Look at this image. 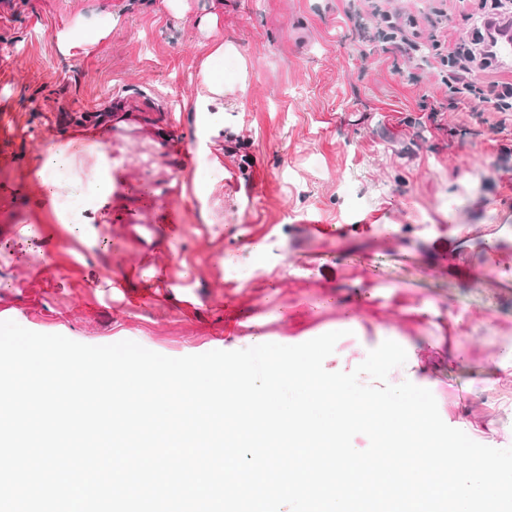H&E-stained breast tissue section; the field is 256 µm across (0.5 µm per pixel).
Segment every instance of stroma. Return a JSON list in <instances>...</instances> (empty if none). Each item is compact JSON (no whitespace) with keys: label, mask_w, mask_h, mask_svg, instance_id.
<instances>
[{"label":"stroma","mask_w":512,"mask_h":512,"mask_svg":"<svg viewBox=\"0 0 512 512\" xmlns=\"http://www.w3.org/2000/svg\"><path fill=\"white\" fill-rule=\"evenodd\" d=\"M181 2L172 12L161 0H0V113L17 119L0 145V318L182 357L260 336L301 344L352 314L361 329L326 365L366 358L398 328L417 363L390 380L429 389L446 424L472 420V440L512 447V380L485 385L512 336V115L449 109L435 72L359 42L340 0ZM91 25L100 37L74 36ZM219 44L235 64L224 129L241 146L229 157L216 139L188 166L165 141L173 128L192 132L200 66ZM108 106L126 119L107 142L72 121ZM50 149L70 157L76 185L95 182L83 158L107 151L118 190L87 223L65 227L55 192L30 185ZM203 166L220 180L202 202ZM171 208L186 217L175 234ZM140 211L161 225L157 240L130 225ZM305 224L348 231L310 237ZM154 248L173 255L162 274L174 291L127 300L119 284ZM218 253L251 278L212 273ZM452 312L463 317L453 335ZM228 318L237 333L226 338Z\"/></svg>","instance_id":"stroma-1"}]
</instances>
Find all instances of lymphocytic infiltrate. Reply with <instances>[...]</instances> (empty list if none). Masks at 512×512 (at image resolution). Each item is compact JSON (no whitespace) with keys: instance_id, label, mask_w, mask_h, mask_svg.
I'll return each instance as SVG.
<instances>
[{"instance_id":"f902f5d3","label":"lymphocytic infiltrate","mask_w":512,"mask_h":512,"mask_svg":"<svg viewBox=\"0 0 512 512\" xmlns=\"http://www.w3.org/2000/svg\"><path fill=\"white\" fill-rule=\"evenodd\" d=\"M467 18L470 39L449 41L447 0H433L429 11L415 15L383 9L380 0H368L383 26L375 36L400 56L413 58L428 45L433 68L449 108L469 107L473 112H512V81L495 79L504 63L497 46L512 36V0H472Z\"/></svg>"}]
</instances>
